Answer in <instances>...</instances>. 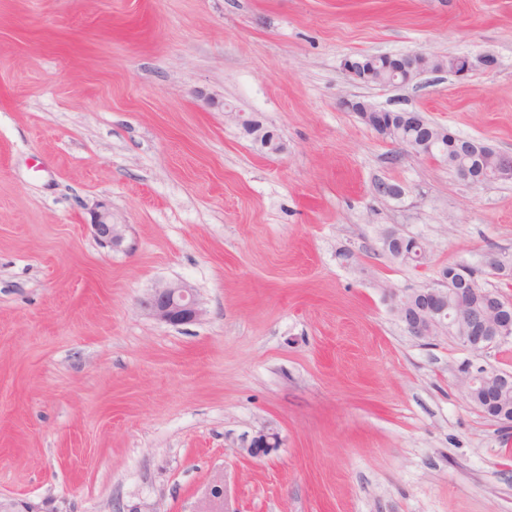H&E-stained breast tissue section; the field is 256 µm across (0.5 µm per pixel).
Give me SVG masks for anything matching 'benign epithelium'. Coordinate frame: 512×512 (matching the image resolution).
Returning a JSON list of instances; mask_svg holds the SVG:
<instances>
[{"mask_svg":"<svg viewBox=\"0 0 512 512\" xmlns=\"http://www.w3.org/2000/svg\"><path fill=\"white\" fill-rule=\"evenodd\" d=\"M495 64L491 53L476 56L460 55L443 60L426 51L393 56L383 55V65L370 60L359 61V56H348L343 69L354 79L363 83L379 85L408 84L419 76L448 69L458 77H465L476 68H489ZM343 105L374 120H383L382 110L364 101L346 100ZM229 116L241 127L246 135L264 147H273L278 139L274 131L259 121L238 112ZM460 176L477 186L493 180L512 179V164L493 161L485 155L481 173L476 175L469 168L459 171ZM99 244L114 249L124 240L125 225L114 224L106 213L97 215L92 224ZM462 281H467L468 272L464 266L457 267ZM460 281V282H462ZM459 281L439 276L432 284L413 291L387 289L391 309L404 325L408 334L418 339H432L456 327V337L465 348L484 352L493 345L512 338V305L492 295L485 306L477 311L448 309V294H462L466 289ZM141 307L159 322L179 326L192 323L203 315V309L193 290L183 282H162L152 288L141 301ZM465 386L471 402L485 416L512 427V404L503 401V396L512 393V373L491 371L484 366H464L458 376ZM279 434L274 429H264L254 436L250 443L240 449V454L261 459L279 446Z\"/></svg>","mask_w":512,"mask_h":512,"instance_id":"7a95c632","label":"benign epithelium"}]
</instances>
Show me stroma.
Instances as JSON below:
<instances>
[{"instance_id":"35a3bbf8","label":"stroma","mask_w":512,"mask_h":512,"mask_svg":"<svg viewBox=\"0 0 512 512\" xmlns=\"http://www.w3.org/2000/svg\"><path fill=\"white\" fill-rule=\"evenodd\" d=\"M419 51L498 65L394 86L342 66ZM347 99L512 154V0H0V499L199 512L219 485L223 512H512V429L458 380L512 373V339L409 336L386 296L512 256V180L472 186ZM390 229L427 261L384 256ZM170 281L198 321L141 308ZM269 427L279 447L241 456ZM228 114L253 141L263 144L265 148L275 147L277 144L278 139L275 132L265 127L259 121L252 117H246L240 112H230ZM92 227L96 239L103 248L114 249L124 240L125 225L112 224L111 217L107 213L97 214Z\"/></svg>"}]
</instances>
